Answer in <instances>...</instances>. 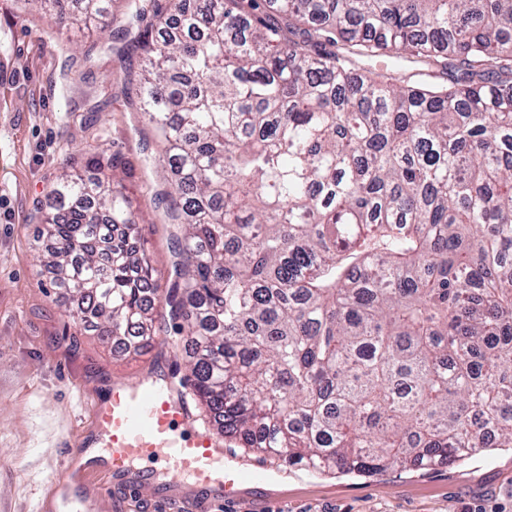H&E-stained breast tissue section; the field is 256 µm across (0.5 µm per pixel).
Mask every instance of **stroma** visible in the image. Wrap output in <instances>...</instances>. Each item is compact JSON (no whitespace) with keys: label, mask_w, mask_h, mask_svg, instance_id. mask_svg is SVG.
Masks as SVG:
<instances>
[{"label":"stroma","mask_w":512,"mask_h":512,"mask_svg":"<svg viewBox=\"0 0 512 512\" xmlns=\"http://www.w3.org/2000/svg\"><path fill=\"white\" fill-rule=\"evenodd\" d=\"M105 30L45 16L33 0H0V512H183L162 493L165 476L136 498L101 493L100 477H67L72 450L100 438L94 409L112 382L168 375L180 382L186 355L161 342L114 354L95 331L67 317L61 290L38 261L40 215L63 172H83L96 152L131 167L126 191L161 286L173 278L181 229L153 202L163 189L151 128L123 87L116 48L128 39V6L112 0ZM261 512H512V453L433 469L364 478L289 468Z\"/></svg>","instance_id":"1"}]
</instances>
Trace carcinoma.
<instances>
[{"label": "carcinoma", "instance_id": "1", "mask_svg": "<svg viewBox=\"0 0 512 512\" xmlns=\"http://www.w3.org/2000/svg\"><path fill=\"white\" fill-rule=\"evenodd\" d=\"M87 23L101 0H39ZM129 0L140 112L182 225L167 290L120 155L38 235L72 318L126 351L168 312L218 432L370 477L512 449V0ZM378 57L441 65L404 86Z\"/></svg>", "mask_w": 512, "mask_h": 512}]
</instances>
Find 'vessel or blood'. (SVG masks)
Wrapping results in <instances>:
<instances>
[{"mask_svg": "<svg viewBox=\"0 0 512 512\" xmlns=\"http://www.w3.org/2000/svg\"><path fill=\"white\" fill-rule=\"evenodd\" d=\"M190 403L173 385L116 383L95 409L107 455L103 468L115 487L134 492L153 475L134 462H161L172 479L164 486L190 504H240L276 482L281 469L249 464L214 435L193 429Z\"/></svg>", "mask_w": 512, "mask_h": 512, "instance_id": "1", "label": "vessel or blood"}]
</instances>
